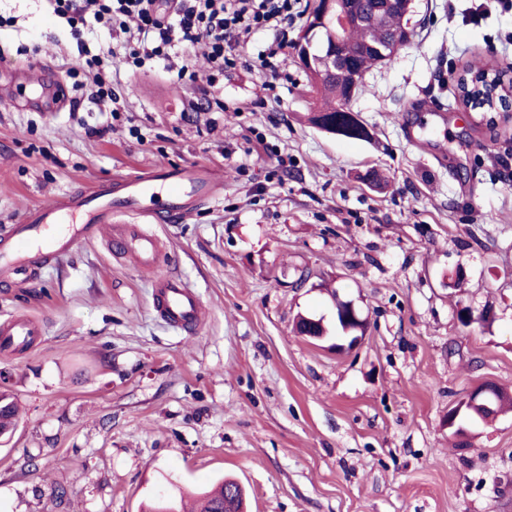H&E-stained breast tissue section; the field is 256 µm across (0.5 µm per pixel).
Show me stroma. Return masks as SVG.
I'll return each mask as SVG.
<instances>
[{
    "label": "stroma",
    "mask_w": 512,
    "mask_h": 512,
    "mask_svg": "<svg viewBox=\"0 0 512 512\" xmlns=\"http://www.w3.org/2000/svg\"><path fill=\"white\" fill-rule=\"evenodd\" d=\"M408 25L351 102L362 141L310 123L319 97L293 50L262 67L266 33L211 85L199 47L192 82L105 58L108 122L78 66L107 30L78 38L41 0H0V226L141 167L224 175L215 204L153 227L200 295L198 333L165 324L153 271L102 238L0 289V320L44 323L32 349L0 354L20 409L0 512H146L225 479L246 512H512V412L464 443L444 425L481 382L512 394V123L491 141L455 96L466 64L512 66V8L413 0ZM203 94L216 108L192 111ZM340 300L367 321L343 352ZM464 307L479 323L461 325ZM301 315L326 338L298 334Z\"/></svg>",
    "instance_id": "obj_1"
}]
</instances>
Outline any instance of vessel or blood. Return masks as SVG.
<instances>
[{"mask_svg": "<svg viewBox=\"0 0 512 512\" xmlns=\"http://www.w3.org/2000/svg\"><path fill=\"white\" fill-rule=\"evenodd\" d=\"M221 182V177L203 166L160 167L30 208L0 234V283L35 277L51 260L96 240L107 224L120 227L108 241L114 256L132 257L146 268L157 266L160 251L148 225L173 224L214 203ZM152 300L155 312L171 327L187 332L199 329L197 291L169 271L154 279ZM43 332L42 322L34 318L17 317L1 323L0 352L30 349Z\"/></svg>", "mask_w": 512, "mask_h": 512, "instance_id": "b4317fda", "label": "vessel or blood"}]
</instances>
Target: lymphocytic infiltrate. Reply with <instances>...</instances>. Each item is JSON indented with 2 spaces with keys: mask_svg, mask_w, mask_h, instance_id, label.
Returning a JSON list of instances; mask_svg holds the SVG:
<instances>
[{
  "mask_svg": "<svg viewBox=\"0 0 512 512\" xmlns=\"http://www.w3.org/2000/svg\"><path fill=\"white\" fill-rule=\"evenodd\" d=\"M48 11L70 27L102 23L122 33L126 60H170L172 51L205 43L217 71L235 68L238 49L251 35L271 30L275 40L264 51L271 58L288 44V30L300 18L299 0H45Z\"/></svg>",
  "mask_w": 512,
  "mask_h": 512,
  "instance_id": "obj_1",
  "label": "lymphocytic infiltrate"
}]
</instances>
